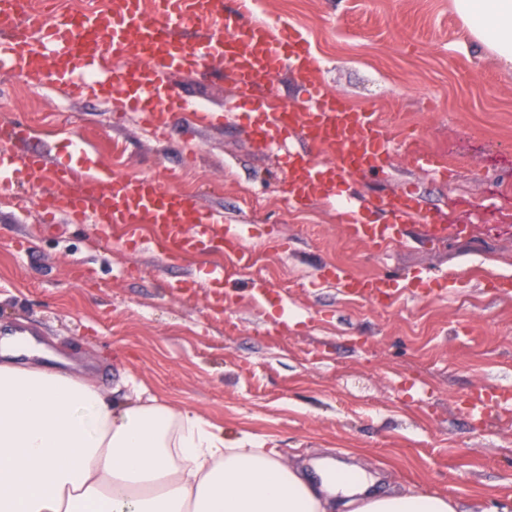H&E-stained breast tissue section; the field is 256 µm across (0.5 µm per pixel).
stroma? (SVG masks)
Instances as JSON below:
<instances>
[{"instance_id": "1", "label": "stroma", "mask_w": 512, "mask_h": 512, "mask_svg": "<svg viewBox=\"0 0 512 512\" xmlns=\"http://www.w3.org/2000/svg\"><path fill=\"white\" fill-rule=\"evenodd\" d=\"M259 16L299 27L326 88L377 113L390 157L355 175L367 223L389 220L380 198L410 186L422 211L395 243L348 238L338 204L293 206L277 154L258 149L229 77L207 67L169 80L214 115L179 113L165 136L119 97L68 98L45 75L0 69V123L25 114L16 154L85 160L118 176L149 175L220 211L251 248L169 263L150 245L99 241L83 224H46L48 184L0 191V341L25 327L42 355L20 366L64 367L122 401L126 382L220 425L228 440H275L285 464L316 476L326 459L363 470L368 489L438 495L458 512H512V410L472 419L464 398L512 388V72L467 36L452 0H260ZM442 166L419 169L414 154ZM426 224H446L431 243ZM223 264L224 279L210 280ZM411 280L447 273L439 297L396 293L384 308L341 295L326 272ZM270 288L263 301L252 280Z\"/></svg>"}]
</instances>
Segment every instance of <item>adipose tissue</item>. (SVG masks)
Here are the masks:
<instances>
[{"label":"adipose tissue","mask_w":512,"mask_h":512,"mask_svg":"<svg viewBox=\"0 0 512 512\" xmlns=\"http://www.w3.org/2000/svg\"><path fill=\"white\" fill-rule=\"evenodd\" d=\"M470 37L512 71V0H453ZM313 481L278 445L132 388L114 403L83 377L0 362V512H455L448 498Z\"/></svg>","instance_id":"obj_1"}]
</instances>
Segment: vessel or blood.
<instances>
[{
    "label": "vessel or blood",
    "instance_id": "vessel-or-blood-1",
    "mask_svg": "<svg viewBox=\"0 0 512 512\" xmlns=\"http://www.w3.org/2000/svg\"><path fill=\"white\" fill-rule=\"evenodd\" d=\"M233 2L228 10L223 0H159L149 12L141 0H111L107 9L67 19L27 13L25 0H0V68L49 72L74 99L120 94L158 133L188 107L167 88L166 73L221 65L234 79L238 105L250 110L253 141L283 152L289 200L302 205L335 199L338 186L383 165L390 145L378 117L322 86L318 60L299 29L257 20L258 0ZM285 71L299 77L303 97L281 107L262 90ZM17 177L49 182L43 212L49 223L87 224L101 236L117 226L134 245L148 224L154 248L170 261L224 250L249 258L245 241L223 215L202 216L196 197L160 189L152 178L116 177L91 165L51 167L37 152H1L0 188ZM385 208L393 223L369 224L359 206L349 205L342 214L346 233L381 247L396 241L403 223L420 211L409 188L387 199ZM330 275L342 294L378 307L394 294L391 277H364L343 266Z\"/></svg>",
    "mask_w": 512,
    "mask_h": 512
}]
</instances>
